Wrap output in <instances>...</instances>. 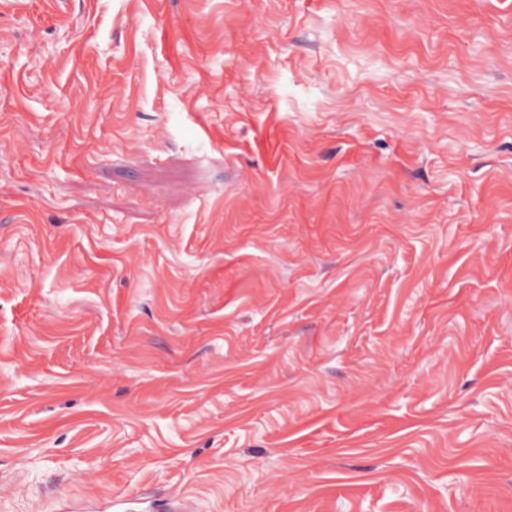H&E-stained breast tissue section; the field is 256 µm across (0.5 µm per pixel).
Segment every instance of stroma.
I'll return each mask as SVG.
<instances>
[{
	"label": "stroma",
	"mask_w": 512,
	"mask_h": 512,
	"mask_svg": "<svg viewBox=\"0 0 512 512\" xmlns=\"http://www.w3.org/2000/svg\"><path fill=\"white\" fill-rule=\"evenodd\" d=\"M113 496L512 512V0H0V512Z\"/></svg>",
	"instance_id": "1"
}]
</instances>
